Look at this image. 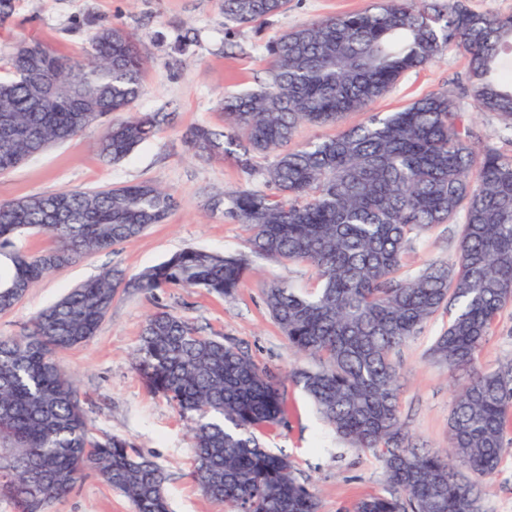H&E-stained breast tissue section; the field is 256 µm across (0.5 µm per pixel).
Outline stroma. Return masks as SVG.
Instances as JSON below:
<instances>
[{
    "mask_svg": "<svg viewBox=\"0 0 512 512\" xmlns=\"http://www.w3.org/2000/svg\"><path fill=\"white\" fill-rule=\"evenodd\" d=\"M371 0H292L288 11L273 18L262 32L248 26L227 28L220 0H18L13 17L0 26V75L18 42L39 39L73 60H83L94 24L125 27L148 62L136 103L141 112L164 111L166 123L126 160L104 161L98 152L100 126L54 146L18 168L0 174V201L149 181L174 194L178 204L165 223L112 251L89 255L60 268L31 290L12 310L0 313V336L23 334L34 314L70 288L118 267L135 274L187 247L214 252L245 251L247 228L204 208L207 197L231 195L249 188L265 189L261 173L246 174L231 160L195 157L186 141L192 127L224 128L225 96L256 87L266 69L264 45L304 23L359 11ZM197 41L183 55L170 46L186 29ZM465 57L446 50L434 62L409 74L368 112L349 114L346 125L363 122L367 113L392 112L434 92L459 96L464 124L497 138L500 124L477 113L463 98ZM458 224H442L416 240L404 258L402 275H414L430 263H453L457 257ZM244 284L230 295L199 288H167L153 294L116 296L96 335L60 356L74 377L89 428L98 435L128 439L168 475L169 512H229L227 505L204 496L192 472L193 442L188 422L167 401L149 393L132 364V353L149 314L166 309L189 320L202 334L238 342L253 360L284 380L288 404L285 426L265 432L262 440L274 453L288 456L298 481L314 493L320 512H352L361 498L385 493L380 462L368 451L351 447L320 418L288 372L317 368L319 359L295 354L262 300L265 285L278 283L309 291L317 282L311 267L256 258ZM449 313L435 315L411 337L396 356L401 391L399 410L414 442L441 448L448 442V418L455 390L465 372H450L434 362L429 349L447 327ZM512 361V306L499 317L484 343L479 362L495 368ZM485 512H512V431L497 472L483 488ZM48 512H134L132 503L112 491L94 472L81 476L70 493L50 504Z\"/></svg>",
    "mask_w": 512,
    "mask_h": 512,
    "instance_id": "35a3bbf8",
    "label": "stroma"
}]
</instances>
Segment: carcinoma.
<instances>
[{
    "label": "carcinoma",
    "mask_w": 512,
    "mask_h": 512,
    "mask_svg": "<svg viewBox=\"0 0 512 512\" xmlns=\"http://www.w3.org/2000/svg\"><path fill=\"white\" fill-rule=\"evenodd\" d=\"M290 0H222L226 24L266 23ZM85 63L35 41L19 44L0 79V115L20 135L0 149V173L98 124L99 155L127 158L164 123L135 111L146 59L130 32L100 25ZM454 47L468 59L466 95L476 111L512 129V15L472 11L465 0H374L363 11L287 30L266 46L260 87L224 98V131L187 134L195 154L221 155L251 172L273 157L272 193L244 189L207 209L249 230L248 252L188 248L127 275L117 267L39 311L27 333L0 337V497L16 512H45L86 471L126 496L134 512H168L167 475L116 435L90 431L72 376L57 354L96 335L123 293L201 288L234 293L251 258L305 263L317 288L262 290L289 347L318 356L291 381L354 448L382 463L390 495L352 512H483L480 481L497 470L512 414V364L483 368L479 354L512 305V153L461 127L448 92L397 112L375 113L333 137L290 148L301 124L336 125L364 112L405 76ZM177 201L148 181L65 189L0 202V312L56 270L107 252L165 221ZM461 224L457 260L400 277L412 243L441 224ZM44 230L54 240L28 253L15 240ZM455 309L429 350L468 378L454 397L448 447L412 441L399 415L394 356L442 310ZM143 385L192 423L193 477L231 512H319L285 455L258 433L286 423L281 383L231 339L205 336L179 314L148 315L134 354Z\"/></svg>",
    "instance_id": "carcinoma-1"
}]
</instances>
